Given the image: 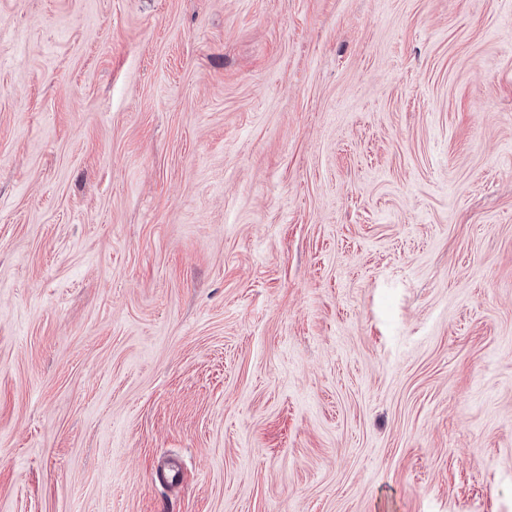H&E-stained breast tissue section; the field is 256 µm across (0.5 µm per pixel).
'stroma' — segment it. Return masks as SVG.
<instances>
[{"mask_svg":"<svg viewBox=\"0 0 512 512\" xmlns=\"http://www.w3.org/2000/svg\"><path fill=\"white\" fill-rule=\"evenodd\" d=\"M0 512H512V0H0Z\"/></svg>","mask_w":512,"mask_h":512,"instance_id":"1","label":"stroma"}]
</instances>
